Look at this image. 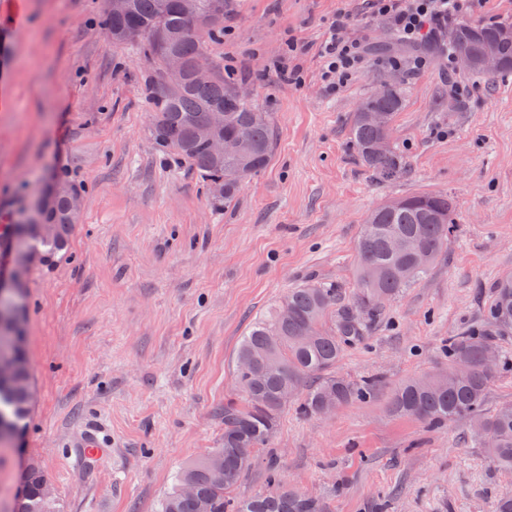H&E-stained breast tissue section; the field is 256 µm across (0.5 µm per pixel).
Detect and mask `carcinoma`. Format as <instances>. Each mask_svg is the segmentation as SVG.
I'll return each mask as SVG.
<instances>
[{"mask_svg":"<svg viewBox=\"0 0 512 512\" xmlns=\"http://www.w3.org/2000/svg\"><path fill=\"white\" fill-rule=\"evenodd\" d=\"M105 34L142 47L153 73L149 106L153 112L151 135L165 153L175 156L200 179L205 188L224 183V194H208L217 209L229 206L243 183L268 163L274 148V128L269 113L254 110L237 95L230 77L213 71L212 78L197 82L192 72L207 64L206 42L224 34V0H130L124 15L106 13ZM498 26L460 21L451 30L452 49L467 45L479 56L495 44L502 61L497 74L512 72V41H499ZM172 51L185 65L174 79L164 65ZM403 105L401 90L389 84L380 97L363 101L355 112L351 142L363 165L383 180L403 172L402 152L392 140L394 119ZM214 110L224 111V126L217 134L226 140L248 130V142L232 159L216 157L197 137V128ZM366 112L384 113V122L372 124ZM390 140L380 152L377 143ZM71 190L58 182L37 221L27 213L16 224L0 225V246L20 254L31 252L50 264L67 247L73 227L63 222ZM395 207L385 202L361 226L357 242L358 293L353 306L372 315L404 289L421 279L442 253L453 232L455 205L446 193L400 198ZM41 224L54 225L44 236ZM339 294L329 283L307 281L288 292L253 322L236 356L235 379L239 399L224 401V439L177 474L160 512H328L326 502L291 487L276 486L246 499L232 496L254 457L269 447L288 405L298 403L311 416L324 406L336 408L368 402L381 381L346 379L336 373L345 349L364 338L367 324L352 311L336 315ZM512 335V273L494 285L493 300L478 325L463 328L448 341V365L413 377L393 392L388 411L418 420L430 428L463 422L471 441L485 449L494 464L512 472V403L492 411L485 408L488 390L498 374L512 369V351L496 337ZM0 351L11 356L14 374L0 379V449L24 430L32 397L31 381L21 343V327L0 324ZM44 473L36 461L23 471L13 512H58L55 499L42 494ZM190 485L194 495L182 493Z\"/></svg>","mask_w":512,"mask_h":512,"instance_id":"1","label":"carcinoma"}]
</instances>
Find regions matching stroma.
Here are the masks:
<instances>
[{
    "label": "stroma",
    "mask_w": 512,
    "mask_h": 512,
    "mask_svg": "<svg viewBox=\"0 0 512 512\" xmlns=\"http://www.w3.org/2000/svg\"><path fill=\"white\" fill-rule=\"evenodd\" d=\"M106 6L0 0V219L19 217L56 179L82 201L68 254L27 278L35 400L17 447L0 457V512L30 459L61 512H158L176 471L224 437L251 323L309 280L336 285L338 311L350 308L369 211L439 192L456 205L445 251L336 367L351 380L381 376L374 400L327 418L289 408L235 494L267 490L272 462L330 512H491L512 474L463 424L432 429L390 416L386 402L407 378L447 364L448 340L479 323L512 272V73L449 67L442 48L420 71H387V55L408 62L419 47L371 19L370 0H224V39L209 43V59L270 114L275 141L267 167L217 210L155 145L149 66L105 35ZM340 11L357 19L367 61L334 88L319 45ZM391 78L403 96L392 136L405 168L382 181L362 165L350 127ZM89 427L112 453L79 466L72 444Z\"/></svg>",
    "instance_id": "stroma-1"
}]
</instances>
